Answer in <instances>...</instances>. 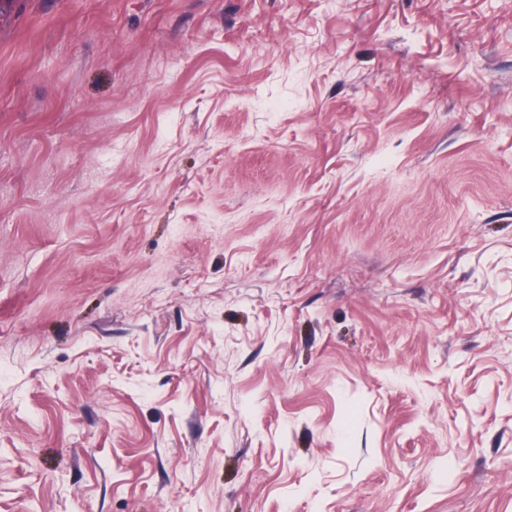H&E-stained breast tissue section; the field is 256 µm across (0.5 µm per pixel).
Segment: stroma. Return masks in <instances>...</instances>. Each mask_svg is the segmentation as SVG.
<instances>
[{
	"mask_svg": "<svg viewBox=\"0 0 512 512\" xmlns=\"http://www.w3.org/2000/svg\"><path fill=\"white\" fill-rule=\"evenodd\" d=\"M0 512H512V0H0Z\"/></svg>",
	"mask_w": 512,
	"mask_h": 512,
	"instance_id": "1",
	"label": "stroma"
}]
</instances>
